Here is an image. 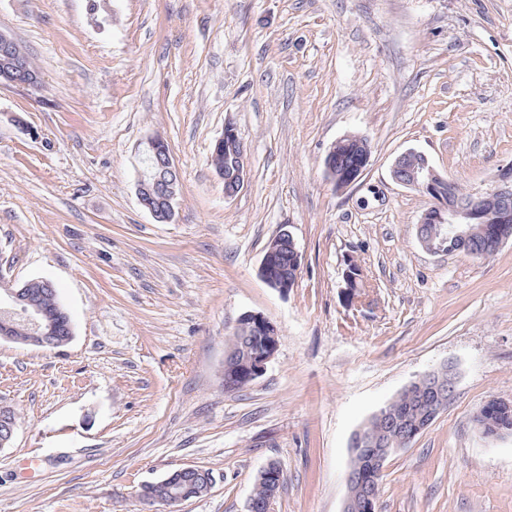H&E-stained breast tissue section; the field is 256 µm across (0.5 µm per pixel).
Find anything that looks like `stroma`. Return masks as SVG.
<instances>
[{
    "mask_svg": "<svg viewBox=\"0 0 512 512\" xmlns=\"http://www.w3.org/2000/svg\"><path fill=\"white\" fill-rule=\"evenodd\" d=\"M0 31L41 77L0 87V277L52 280L74 327L62 348L0 342L19 412L0 512H141L139 484L186 466L214 482L179 512H246L272 460L274 512H340L354 431L448 361L454 398L387 460L379 512H512V437L475 425L512 401V240L425 250L431 201L390 175L414 148L472 193L512 163V0H0ZM228 123L248 158L231 199L210 164ZM348 135L371 160L339 191L324 159ZM156 136L167 224L138 200ZM284 227L301 268L282 295L259 268ZM247 311L280 344L228 393Z\"/></svg>",
    "mask_w": 512,
    "mask_h": 512,
    "instance_id": "35a3bbf8",
    "label": "stroma"
}]
</instances>
